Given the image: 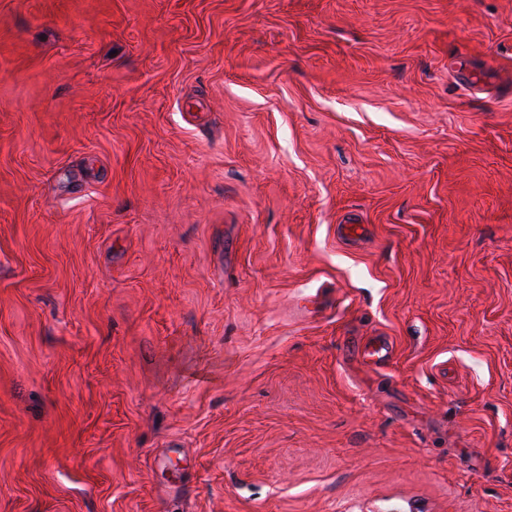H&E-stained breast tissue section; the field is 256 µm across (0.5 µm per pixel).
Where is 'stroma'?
Returning <instances> with one entry per match:
<instances>
[{"instance_id": "35a3bbf8", "label": "stroma", "mask_w": 512, "mask_h": 512, "mask_svg": "<svg viewBox=\"0 0 512 512\" xmlns=\"http://www.w3.org/2000/svg\"><path fill=\"white\" fill-rule=\"evenodd\" d=\"M0 512H512V0H0Z\"/></svg>"}]
</instances>
